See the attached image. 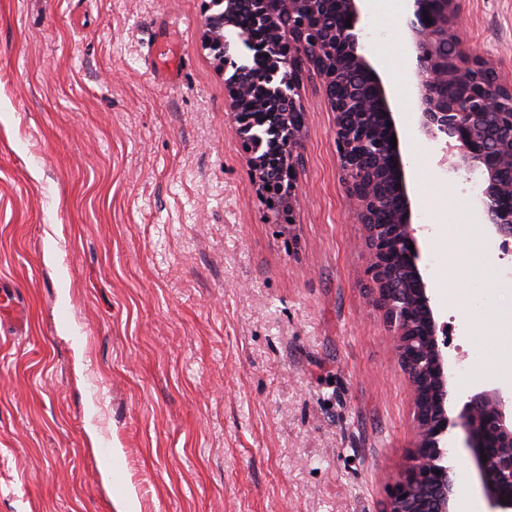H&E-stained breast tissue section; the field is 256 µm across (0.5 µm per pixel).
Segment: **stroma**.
Segmentation results:
<instances>
[{
  "label": "stroma",
  "instance_id": "1",
  "mask_svg": "<svg viewBox=\"0 0 512 512\" xmlns=\"http://www.w3.org/2000/svg\"><path fill=\"white\" fill-rule=\"evenodd\" d=\"M210 0H0V512H386L411 387L364 278L335 114L304 73L291 215L259 196L205 46ZM367 48L407 91L388 0ZM461 49L512 85V0H458ZM171 36L178 79L158 80ZM416 224L477 205L414 134ZM23 311L17 298V292L10 288L0 291V322L7 320L16 327H21L24 321Z\"/></svg>",
  "mask_w": 512,
  "mask_h": 512
}]
</instances>
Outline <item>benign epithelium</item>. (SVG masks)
Listing matches in <instances>:
<instances>
[{"instance_id":"benign-epithelium-1","label":"benign epithelium","mask_w":512,"mask_h":512,"mask_svg":"<svg viewBox=\"0 0 512 512\" xmlns=\"http://www.w3.org/2000/svg\"><path fill=\"white\" fill-rule=\"evenodd\" d=\"M407 30L416 53L411 81L416 90L417 130L429 140L446 139L455 169L478 170L484 177L480 203L487 231L512 238V87L503 84L494 65L467 56L456 47L458 0H407ZM339 5L341 25L317 32L305 20L288 29L270 28L262 48L275 73L285 79L267 95L238 76L225 83L235 120L247 106H259L274 96L288 111L276 113L267 139L281 145L288 172L301 161L300 135L305 113L297 99L301 57H316L324 73L325 98L336 114V148L347 201L358 223L367 228L364 276L372 302L395 336V347L413 393L416 428L410 463L395 486L387 512H450L454 495L453 467L441 464V438L448 428H460L477 473L488 512H512V396L484 389L468 397L457 417L448 415L450 386L444 326L436 319L432 297L420 266L406 164L399 142L404 136L391 109L382 76L362 52L361 22L365 0H258L262 17L278 12L309 15ZM431 23H426L425 18ZM391 123L380 152L369 146V125L376 114ZM236 135L250 154L249 164L260 194L267 193L261 143L241 125ZM396 138L394 147L391 138ZM398 202L393 232L377 224L388 198ZM414 249H409V245ZM486 460H481V457Z\"/></svg>"}]
</instances>
